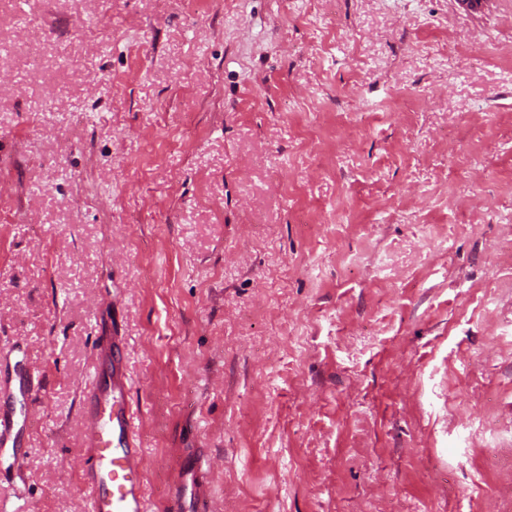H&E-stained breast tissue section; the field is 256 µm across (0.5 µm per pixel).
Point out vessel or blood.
I'll return each mask as SVG.
<instances>
[{
	"label": "vessel or blood",
	"instance_id": "obj_1",
	"mask_svg": "<svg viewBox=\"0 0 512 512\" xmlns=\"http://www.w3.org/2000/svg\"><path fill=\"white\" fill-rule=\"evenodd\" d=\"M93 384L84 398V441L88 458L83 483L91 512H149L144 491L146 460L130 405L121 336L98 337ZM39 389L38 371L20 356L18 345L0 351V465L23 468L26 436L31 425L23 412ZM211 462L195 457L178 462V487L170 512H207L209 501L200 477Z\"/></svg>",
	"mask_w": 512,
	"mask_h": 512
}]
</instances>
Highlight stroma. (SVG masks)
<instances>
[{
    "instance_id": "35a3bbf8",
    "label": "stroma",
    "mask_w": 512,
    "mask_h": 512,
    "mask_svg": "<svg viewBox=\"0 0 512 512\" xmlns=\"http://www.w3.org/2000/svg\"><path fill=\"white\" fill-rule=\"evenodd\" d=\"M104 308L151 512H512V0H0L9 512H90ZM17 343L0 353V466L20 473L26 436L31 425L27 404L39 389L38 370L20 358ZM178 487L171 499L169 510L172 512H205L209 501L204 495L200 476L210 470L211 462L205 457H194L190 460L179 461L177 464Z\"/></svg>"
}]
</instances>
